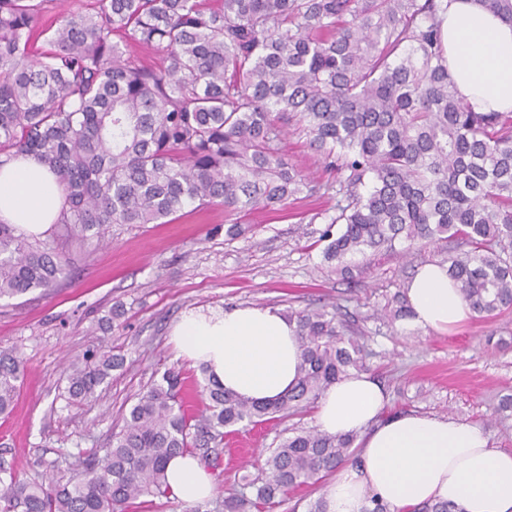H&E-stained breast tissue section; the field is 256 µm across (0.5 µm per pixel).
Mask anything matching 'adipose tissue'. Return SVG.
<instances>
[{"label": "adipose tissue", "instance_id": "1", "mask_svg": "<svg viewBox=\"0 0 512 512\" xmlns=\"http://www.w3.org/2000/svg\"><path fill=\"white\" fill-rule=\"evenodd\" d=\"M448 71L474 111H512V26L476 0H451L442 23ZM63 205L54 174L36 158L0 166V222L45 237ZM404 294L411 321L445 332L471 316L448 271L422 265ZM179 356L203 364L211 379L241 397L268 401L296 382L302 353L295 321L280 309H197L171 330ZM389 397L371 376L350 373L318 401L319 431L357 437V464L336 469L322 497L325 512H366L371 498L391 512L448 501L464 512H512V452L492 445L480 427L416 412L385 415ZM173 495L187 504L209 499L213 482L189 455L166 466Z\"/></svg>", "mask_w": 512, "mask_h": 512}]
</instances>
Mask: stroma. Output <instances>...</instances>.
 Listing matches in <instances>:
<instances>
[{"instance_id":"35a3bbf8","label":"stroma","mask_w":512,"mask_h":512,"mask_svg":"<svg viewBox=\"0 0 512 512\" xmlns=\"http://www.w3.org/2000/svg\"><path fill=\"white\" fill-rule=\"evenodd\" d=\"M281 146L289 162L314 181L326 183L318 153L299 129L285 128ZM323 193L298 194L283 212L239 213L247 232L224 237L223 206L186 208L168 224H110L105 241L92 244L52 298L11 299L0 314V348L15 349L24 376L12 414L0 415V464L20 479L47 484L71 476L61 449L106 447L122 413L136 395L169 368L185 373L192 405L201 406L198 365L178 357L169 341L172 324L191 309L250 305L281 311L328 304L356 321L371 355L370 374L390 394L387 414L409 411L479 425L494 447L512 452V416L500 419L499 399L512 395V310L470 317L443 334L382 316L387 300L405 288L417 268L439 262L458 248L453 241L355 257L345 279L323 259L324 224L316 212L333 207ZM122 317L102 327L113 305ZM102 344L123 358L96 402L68 401L70 361ZM276 431L242 428L225 437L210 469L215 492L190 507L177 499L141 498L132 512H215L218 501L255 473L260 451Z\"/></svg>"}]
</instances>
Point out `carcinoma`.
I'll list each match as a JSON object with an SVG mask.
<instances>
[{
  "instance_id": "obj_1",
  "label": "carcinoma",
  "mask_w": 512,
  "mask_h": 512,
  "mask_svg": "<svg viewBox=\"0 0 512 512\" xmlns=\"http://www.w3.org/2000/svg\"><path fill=\"white\" fill-rule=\"evenodd\" d=\"M52 0H0V166L31 155L64 199L44 239L0 222V300L55 293L108 224H167L187 207L235 214L277 210L311 181L281 139L296 123L337 175L324 261L442 239L469 246L448 276L479 317L512 308V118L474 112L448 73L441 24L448 0H78L58 27ZM512 25V0H478ZM49 49L41 51L35 41ZM123 39L167 62L124 56ZM340 225L332 232L331 225ZM389 306L410 316L405 296ZM302 347L296 384L255 402L205 380L206 403L186 407L174 369L139 393L104 455L67 452L76 482L45 485L0 469L8 512H128L166 498L167 462L216 466L226 429L279 425L315 408L368 353L337 310L292 311ZM123 358L97 345L69 365L82 405ZM21 357L0 350V415L12 411ZM355 436L293 428L265 449L259 473L219 512H263L288 493L355 462Z\"/></svg>"
}]
</instances>
